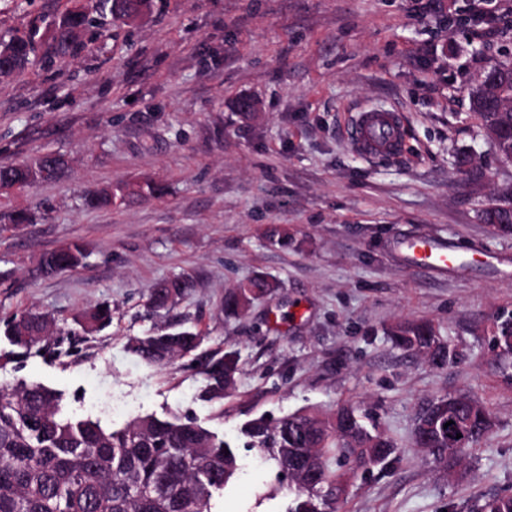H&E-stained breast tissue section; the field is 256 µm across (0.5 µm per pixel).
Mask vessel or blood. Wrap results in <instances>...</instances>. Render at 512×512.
Segmentation results:
<instances>
[{
  "mask_svg": "<svg viewBox=\"0 0 512 512\" xmlns=\"http://www.w3.org/2000/svg\"><path fill=\"white\" fill-rule=\"evenodd\" d=\"M405 124L399 112L367 106L354 116L349 128V139L355 150L368 157H396L401 155ZM408 266L443 274L459 268L458 257L443 240L407 237L397 240Z\"/></svg>",
  "mask_w": 512,
  "mask_h": 512,
  "instance_id": "1",
  "label": "vessel or blood"
}]
</instances>
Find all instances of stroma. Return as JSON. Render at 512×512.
<instances>
[{"mask_svg": "<svg viewBox=\"0 0 512 512\" xmlns=\"http://www.w3.org/2000/svg\"><path fill=\"white\" fill-rule=\"evenodd\" d=\"M69 0H0V35L51 22ZM512 61V0H153L81 56L0 78V163L64 154L57 181L0 192V321L48 314L56 326L98 304L111 326L70 365L31 357L0 380L61 390L72 409L120 428L143 414L190 417L230 442L239 471L216 512H286L292 496L241 427L355 407L397 446L349 485L344 512H471L512 495V236L482 209L512 183L470 97L486 67ZM365 105L406 121V150L367 160L347 137ZM468 155L480 176L457 169ZM152 181L162 196L93 208L107 185ZM439 238L464 261L410 269L400 237ZM79 243L83 266L40 274L46 252ZM182 275L169 310L149 296ZM265 277L272 292L233 313L224 298ZM185 322L202 351H236L223 399L205 402L191 358L150 367L128 350ZM430 323L457 358L395 348L392 326ZM466 394L494 427L456 468L418 452L419 414Z\"/></svg>", "mask_w": 512, "mask_h": 512, "instance_id": "1", "label": "stroma"}]
</instances>
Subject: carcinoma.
<instances>
[{"instance_id":"obj_1","label":"carcinoma","mask_w":512,"mask_h":512,"mask_svg":"<svg viewBox=\"0 0 512 512\" xmlns=\"http://www.w3.org/2000/svg\"><path fill=\"white\" fill-rule=\"evenodd\" d=\"M73 6L42 32L33 27L21 37L0 38V76L8 77L41 54L45 66L90 49L84 39L98 26L100 4L109 5L112 19L132 23L131 15L151 0H71ZM481 87L473 91L482 103L473 111L484 130L499 131L492 140L499 154L512 161V112L502 110L512 102V63L497 61L483 74ZM66 166L63 156L46 153L32 163H1L0 189L29 185L32 171L44 173L52 182ZM163 186L156 183L107 186L91 196L93 207H110L133 195L156 196ZM498 224L494 233L512 235V199L494 200ZM85 249L78 243L64 245L43 256L44 272L59 273L82 264ZM189 287L187 280L174 278L156 289L149 298L151 308L161 311ZM273 284L263 278L242 283L225 299L232 311L246 308L265 296ZM112 324V309L97 305L75 320L64 337H53V322L46 314H23L0 325V340L15 348L17 356L42 353L62 359L73 356L89 335ZM399 349H418L431 354L436 366L454 360L456 353L426 322H402L390 330ZM203 337L183 327H164L136 337L130 351L144 364L160 367L177 357H190L200 365L204 379L203 397L220 399L235 383L238 355L230 351L219 358L200 353ZM447 413L452 425L443 429L432 414ZM487 408L472 399L460 404L457 398L439 399L418 420L415 447L454 465L468 450L492 431ZM461 431L467 444L455 449L450 432ZM243 434L247 447L257 448L278 468L277 477L293 480L296 472L310 475V486L295 484L293 505L287 512H339L347 498L348 477L386 465L397 446L382 433L368 430L349 406L336 409L329 418L299 412L275 422L265 417L250 421ZM237 472V456L224 439L195 420L154 414L135 417L114 429L98 417L78 415L64 403V394L39 382L0 383V512H213L215 497ZM475 512H512V496H489L477 503Z\"/></svg>"}]
</instances>
